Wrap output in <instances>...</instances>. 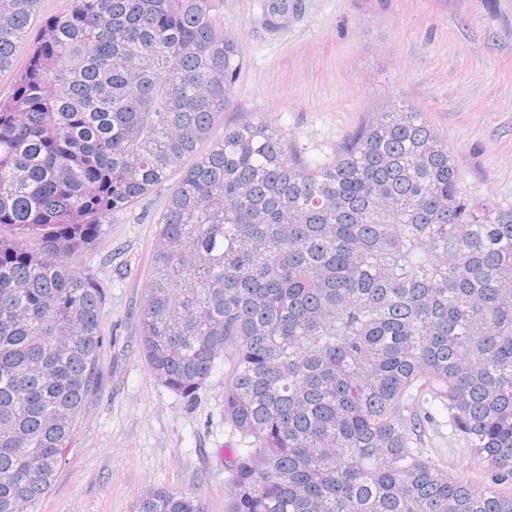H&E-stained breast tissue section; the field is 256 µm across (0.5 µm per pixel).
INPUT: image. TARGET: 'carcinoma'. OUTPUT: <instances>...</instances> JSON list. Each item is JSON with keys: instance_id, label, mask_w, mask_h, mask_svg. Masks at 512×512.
<instances>
[{"instance_id": "obj_1", "label": "carcinoma", "mask_w": 512, "mask_h": 512, "mask_svg": "<svg viewBox=\"0 0 512 512\" xmlns=\"http://www.w3.org/2000/svg\"><path fill=\"white\" fill-rule=\"evenodd\" d=\"M39 2L0 0V73ZM215 10L66 0L0 99V512H37L98 387L107 294L74 256L178 169L142 351L189 401L227 365V512H512V209L462 192L404 101L328 163L259 116L199 153L243 67ZM444 422L483 489L423 447ZM133 512L209 509L156 488Z\"/></svg>"}]
</instances>
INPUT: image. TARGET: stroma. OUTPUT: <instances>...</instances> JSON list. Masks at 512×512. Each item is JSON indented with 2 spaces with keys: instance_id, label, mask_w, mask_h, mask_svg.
I'll list each match as a JSON object with an SVG mask.
<instances>
[{
  "instance_id": "35a3bbf8",
  "label": "stroma",
  "mask_w": 512,
  "mask_h": 512,
  "mask_svg": "<svg viewBox=\"0 0 512 512\" xmlns=\"http://www.w3.org/2000/svg\"><path fill=\"white\" fill-rule=\"evenodd\" d=\"M215 0L244 57L225 126L262 116L306 162L331 161L375 112L403 99L447 141L459 186L512 208V0ZM166 191L116 214L85 256L107 289L100 383L38 512H131L147 490L202 496L226 512L232 448L224 373L190 402L162 386L141 349L138 311ZM431 447L475 486L487 476L448 426Z\"/></svg>"
}]
</instances>
